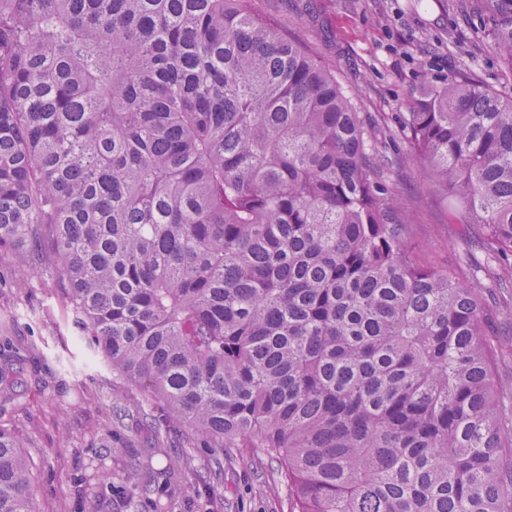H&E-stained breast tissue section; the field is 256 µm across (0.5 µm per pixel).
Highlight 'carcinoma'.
<instances>
[{
	"label": "carcinoma",
	"instance_id": "carcinoma-1",
	"mask_svg": "<svg viewBox=\"0 0 512 512\" xmlns=\"http://www.w3.org/2000/svg\"><path fill=\"white\" fill-rule=\"evenodd\" d=\"M246 2L0 0V248L48 244L156 441L264 449L292 512H512V92L454 72L381 126ZM477 11L512 71V0ZM409 160L454 265L412 244ZM23 447L0 512H34Z\"/></svg>",
	"mask_w": 512,
	"mask_h": 512
}]
</instances>
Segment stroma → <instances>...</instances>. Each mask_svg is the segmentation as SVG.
Returning <instances> with one entry per match:
<instances>
[{
	"label": "stroma",
	"mask_w": 512,
	"mask_h": 512,
	"mask_svg": "<svg viewBox=\"0 0 512 512\" xmlns=\"http://www.w3.org/2000/svg\"><path fill=\"white\" fill-rule=\"evenodd\" d=\"M256 15L279 21L289 35L335 66L362 112L394 125L416 85L453 68L506 89L512 73L474 33L463 0H247ZM398 193L415 225L423 258L454 264L457 225L429 194L421 167L403 169ZM0 352L17 356L10 399L0 400V427L26 444L35 466L37 512H290L276 461L257 448L225 449L212 488L199 480L211 452L199 441L168 434L152 445L156 401L97 357L71 311L49 250L20 271L0 250ZM140 474L164 482L172 460L185 461L177 493L140 495L126 479L128 453Z\"/></svg>",
	"instance_id": "1"
}]
</instances>
